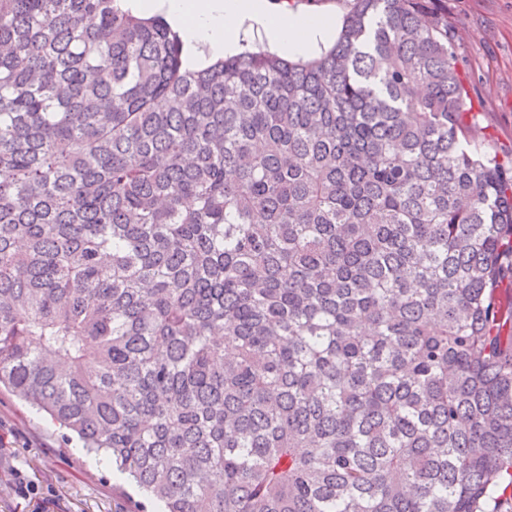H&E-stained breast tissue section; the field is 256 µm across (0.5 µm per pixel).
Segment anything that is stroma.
I'll return each instance as SVG.
<instances>
[{
    "label": "stroma",
    "mask_w": 512,
    "mask_h": 512,
    "mask_svg": "<svg viewBox=\"0 0 512 512\" xmlns=\"http://www.w3.org/2000/svg\"><path fill=\"white\" fill-rule=\"evenodd\" d=\"M470 90L473 140L512 158V0H436ZM32 488L17 493L18 479ZM104 454L0 392V512H157Z\"/></svg>",
    "instance_id": "35a3bbf8"
}]
</instances>
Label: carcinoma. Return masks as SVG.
I'll return each mask as SVG.
<instances>
[{"label":"carcinoma","instance_id":"carcinoma-1","mask_svg":"<svg viewBox=\"0 0 512 512\" xmlns=\"http://www.w3.org/2000/svg\"><path fill=\"white\" fill-rule=\"evenodd\" d=\"M448 15L183 65L129 0H0V389L162 512L512 500V166Z\"/></svg>","mask_w":512,"mask_h":512}]
</instances>
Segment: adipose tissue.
I'll list each match as a JSON object with an SVG mask.
<instances>
[{"mask_svg":"<svg viewBox=\"0 0 512 512\" xmlns=\"http://www.w3.org/2000/svg\"><path fill=\"white\" fill-rule=\"evenodd\" d=\"M133 6L144 14L164 13L193 52L205 47L235 55L258 35L271 51L302 55L326 47L336 35L334 19L278 13L271 0H134Z\"/></svg>","mask_w":512,"mask_h":512,"instance_id":"obj_1","label":"adipose tissue"}]
</instances>
